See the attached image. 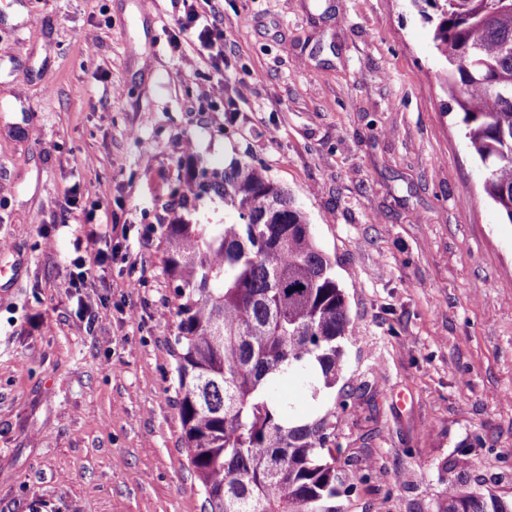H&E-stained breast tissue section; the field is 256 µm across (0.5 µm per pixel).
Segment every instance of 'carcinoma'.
<instances>
[{
    "label": "carcinoma",
    "instance_id": "carcinoma-1",
    "mask_svg": "<svg viewBox=\"0 0 512 512\" xmlns=\"http://www.w3.org/2000/svg\"><path fill=\"white\" fill-rule=\"evenodd\" d=\"M431 23L450 101L512 223V0H413ZM192 196L236 221L165 228L164 268L181 303L174 378L184 448L206 512H344L331 412L294 417L283 382L317 398L336 387L350 321L343 290L291 194L260 167L202 168ZM303 289H298V286ZM437 512H512L465 480Z\"/></svg>",
    "mask_w": 512,
    "mask_h": 512
}]
</instances>
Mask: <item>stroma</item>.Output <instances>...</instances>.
I'll return each instance as SVG.
<instances>
[{
	"label": "stroma",
	"mask_w": 512,
	"mask_h": 512,
	"mask_svg": "<svg viewBox=\"0 0 512 512\" xmlns=\"http://www.w3.org/2000/svg\"><path fill=\"white\" fill-rule=\"evenodd\" d=\"M205 11L208 50L179 32L182 0H0V512H204L164 230L190 164L235 158L292 194L345 293L353 403L285 392L335 411L348 512H436L463 476L511 499L512 223L429 25L411 0ZM92 232L121 257L86 253L80 283Z\"/></svg>",
	"instance_id": "1"
}]
</instances>
